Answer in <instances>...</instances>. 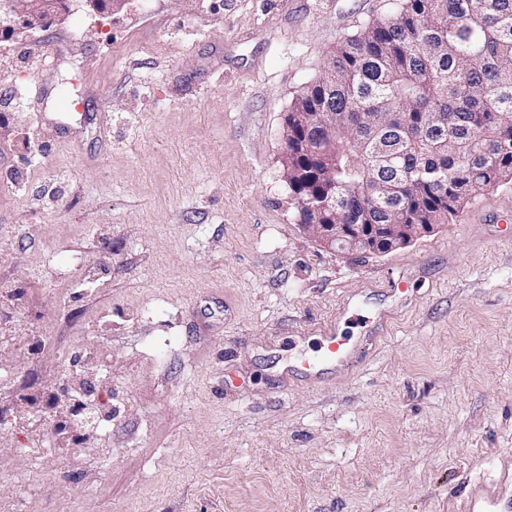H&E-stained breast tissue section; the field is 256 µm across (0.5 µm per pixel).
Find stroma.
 <instances>
[{
	"label": "stroma",
	"instance_id": "35a3bbf8",
	"mask_svg": "<svg viewBox=\"0 0 512 512\" xmlns=\"http://www.w3.org/2000/svg\"><path fill=\"white\" fill-rule=\"evenodd\" d=\"M390 13L72 0L0 43V289L19 302L6 512H452L497 475L512 181L376 255L303 231L283 178L294 98ZM328 324L355 367L322 363ZM74 387L97 418L64 434ZM37 411L38 453L21 427Z\"/></svg>",
	"mask_w": 512,
	"mask_h": 512
}]
</instances>
